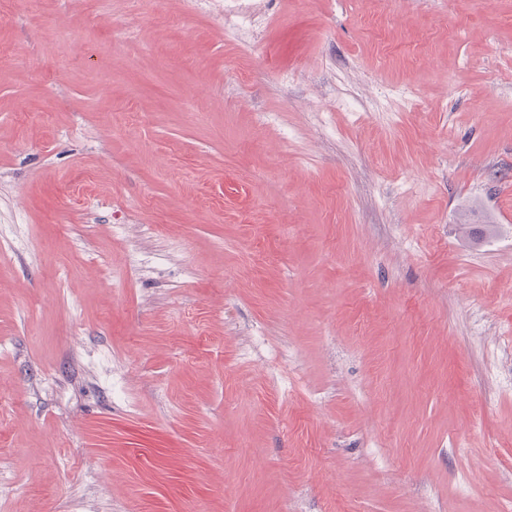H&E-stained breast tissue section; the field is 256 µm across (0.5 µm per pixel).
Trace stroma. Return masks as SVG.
Instances as JSON below:
<instances>
[{
	"instance_id": "obj_1",
	"label": "stroma",
	"mask_w": 512,
	"mask_h": 512,
	"mask_svg": "<svg viewBox=\"0 0 512 512\" xmlns=\"http://www.w3.org/2000/svg\"><path fill=\"white\" fill-rule=\"evenodd\" d=\"M0 233V512H512V0H0Z\"/></svg>"
}]
</instances>
